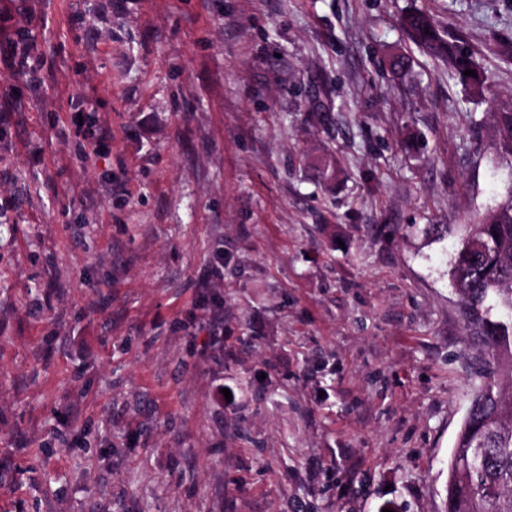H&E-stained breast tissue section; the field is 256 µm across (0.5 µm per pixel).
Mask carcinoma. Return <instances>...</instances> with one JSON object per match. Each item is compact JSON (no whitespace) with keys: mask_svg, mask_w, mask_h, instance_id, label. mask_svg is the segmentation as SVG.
Here are the masks:
<instances>
[{"mask_svg":"<svg viewBox=\"0 0 512 512\" xmlns=\"http://www.w3.org/2000/svg\"><path fill=\"white\" fill-rule=\"evenodd\" d=\"M401 24L420 51L447 60L472 92L483 91L487 77L474 55L448 42L428 14L413 9ZM467 69L477 75H463ZM497 123L502 148L512 156V109L498 112ZM448 276L479 348L481 383L456 436L444 512H512V187L466 227Z\"/></svg>","mask_w":512,"mask_h":512,"instance_id":"obj_1","label":"carcinoma"}]
</instances>
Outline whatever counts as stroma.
I'll return each mask as SVG.
<instances>
[{
	"label": "stroma",
	"mask_w": 512,
	"mask_h": 512,
	"mask_svg": "<svg viewBox=\"0 0 512 512\" xmlns=\"http://www.w3.org/2000/svg\"><path fill=\"white\" fill-rule=\"evenodd\" d=\"M413 8L481 94L421 54L390 80ZM22 28L0 512H443L477 383L448 269L512 186V0H0V57ZM5 61L11 70L28 76L34 83L41 82L43 60L41 57L33 55L26 44L21 47L16 46ZM79 109L77 112L73 113L72 116V124L75 127L76 133L81 135L83 140L87 142V145L89 147L90 153H85L87 157H90L91 154L93 156L99 155L102 153L103 145L105 141L108 139V137L101 133L99 136L96 135L95 131L91 130H84L86 127V116L85 112H80ZM79 119H82V124H79Z\"/></svg>",
	"instance_id": "35a3bbf8"
}]
</instances>
